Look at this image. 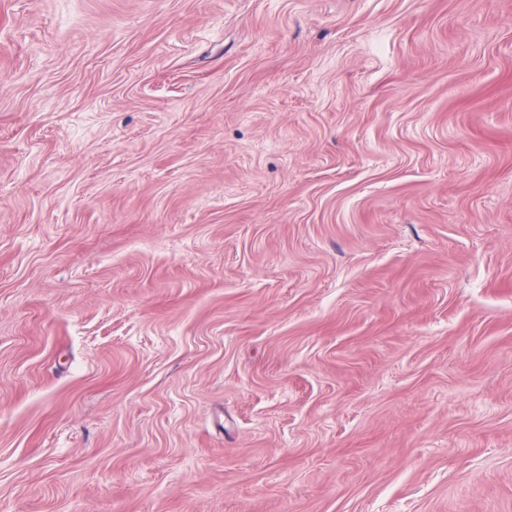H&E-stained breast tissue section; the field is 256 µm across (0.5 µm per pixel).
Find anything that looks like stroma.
I'll return each instance as SVG.
<instances>
[{"label": "stroma", "instance_id": "obj_1", "mask_svg": "<svg viewBox=\"0 0 512 512\" xmlns=\"http://www.w3.org/2000/svg\"><path fill=\"white\" fill-rule=\"evenodd\" d=\"M0 512H512V0H0Z\"/></svg>", "mask_w": 512, "mask_h": 512}]
</instances>
